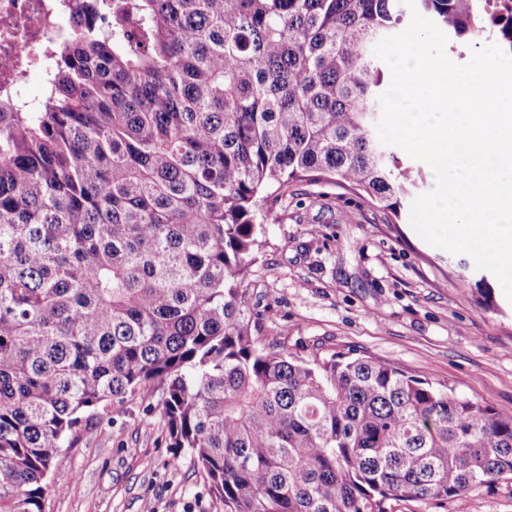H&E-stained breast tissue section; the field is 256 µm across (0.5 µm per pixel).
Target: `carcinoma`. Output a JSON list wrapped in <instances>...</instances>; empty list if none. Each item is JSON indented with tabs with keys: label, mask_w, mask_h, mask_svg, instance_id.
I'll return each instance as SVG.
<instances>
[{
	"label": "carcinoma",
	"mask_w": 512,
	"mask_h": 512,
	"mask_svg": "<svg viewBox=\"0 0 512 512\" xmlns=\"http://www.w3.org/2000/svg\"><path fill=\"white\" fill-rule=\"evenodd\" d=\"M512 54L491 0H415ZM36 110L0 102V512H44L91 413L161 396L224 512H388L512 479V415L372 356L253 338L270 190L332 180L399 216L374 44L401 0H100Z\"/></svg>",
	"instance_id": "cac0c4a2"
}]
</instances>
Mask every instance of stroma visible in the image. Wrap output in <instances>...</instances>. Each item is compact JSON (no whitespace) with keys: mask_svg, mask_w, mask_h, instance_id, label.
<instances>
[{"mask_svg":"<svg viewBox=\"0 0 512 512\" xmlns=\"http://www.w3.org/2000/svg\"><path fill=\"white\" fill-rule=\"evenodd\" d=\"M353 190L301 181L264 202L248 279L260 344L304 358L370 355L512 414V302L472 259L433 247ZM157 395L99 411L60 449L45 512H224L188 451L166 446ZM391 512H512V480L444 506Z\"/></svg>","mask_w":512,"mask_h":512,"instance_id":"1","label":"stroma"}]
</instances>
